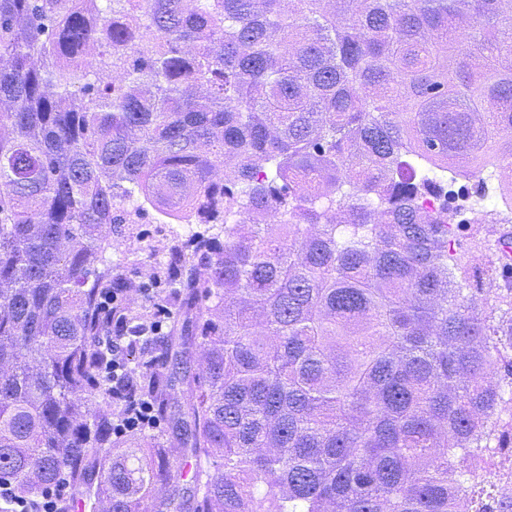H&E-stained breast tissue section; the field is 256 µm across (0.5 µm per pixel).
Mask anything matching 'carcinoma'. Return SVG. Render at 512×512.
Wrapping results in <instances>:
<instances>
[{
  "label": "carcinoma",
  "mask_w": 512,
  "mask_h": 512,
  "mask_svg": "<svg viewBox=\"0 0 512 512\" xmlns=\"http://www.w3.org/2000/svg\"><path fill=\"white\" fill-rule=\"evenodd\" d=\"M184 2L0 0V481L66 471L63 512H512V0ZM450 187L502 226L484 302ZM147 205L224 235L169 253L181 371L139 387L173 438L116 443L103 253Z\"/></svg>",
  "instance_id": "carcinoma-1"
}]
</instances>
